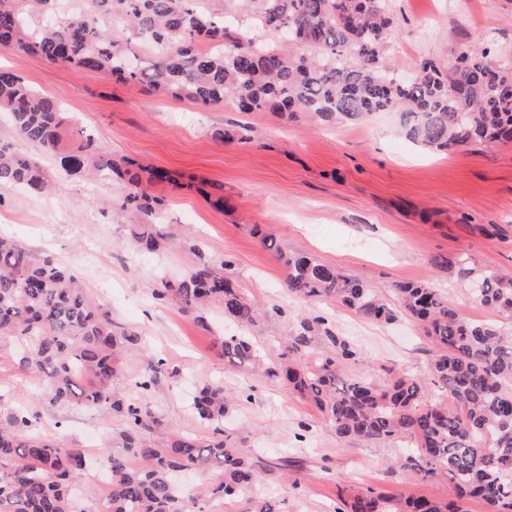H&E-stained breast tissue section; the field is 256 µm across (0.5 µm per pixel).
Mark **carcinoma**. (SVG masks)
I'll return each mask as SVG.
<instances>
[{"label":"carcinoma","mask_w":512,"mask_h":512,"mask_svg":"<svg viewBox=\"0 0 512 512\" xmlns=\"http://www.w3.org/2000/svg\"><path fill=\"white\" fill-rule=\"evenodd\" d=\"M49 2L0 0V44L204 107L230 96L245 113L311 112L333 121L402 107L406 137L429 149L512 141V64L486 49L466 50L446 71L426 60L410 77L399 76L382 57L393 26L387 0H238L233 10L228 0H90V10L34 21L32 7L44 14ZM304 46L320 54L307 57ZM345 51L355 64L336 62ZM0 109L10 113L21 142L57 150L65 118L54 99L0 71ZM58 163L68 176L127 178L121 210L139 216L130 229L137 250L157 253L173 240L162 200L146 188L171 180L167 172L138 164L131 174L90 134ZM15 187L39 195L52 185L36 158L0 142V191ZM192 251L188 276L161 284L156 298L185 311L216 301L242 328L255 324L262 310L237 287L231 262L215 264L197 244ZM276 255L292 294L332 298L378 321L397 318L371 288L336 266L309 253L278 248ZM441 267L467 284L476 303L512 317V281L463 254ZM397 291L435 345L426 378L401 374L378 384L345 375L357 351L318 317L304 319L274 361L243 334L224 337V356L241 371L287 385L343 441L402 444L401 470L417 481L445 477L456 496L448 503L366 488L341 499L338 512H463L458 502L472 498L484 501L487 512H512V331L463 316L426 284ZM0 336L21 344L22 366L37 374L50 405L105 408L126 422L120 447L105 456L108 487L100 506L78 510L72 480L90 471L94 459L36 434L26 412L7 415L0 422V512H207V505L226 501L243 503L242 512H278L257 491L260 471L224 429L223 383H202L191 404L209 437L179 436L155 446L151 435L160 420L118 387L120 348L137 344L139 335L93 306L71 268L50 256L33 260L2 237ZM164 371L160 361L149 365L135 386L149 390ZM190 469L213 478L199 490L185 488L176 476Z\"/></svg>","instance_id":"obj_1"}]
</instances>
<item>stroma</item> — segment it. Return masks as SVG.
<instances>
[{
	"instance_id": "35a3bbf8",
	"label": "stroma",
	"mask_w": 512,
	"mask_h": 512,
	"mask_svg": "<svg viewBox=\"0 0 512 512\" xmlns=\"http://www.w3.org/2000/svg\"><path fill=\"white\" fill-rule=\"evenodd\" d=\"M389 6L394 26L383 56L401 74H412L425 59L451 65L485 35L500 59H512V0H389ZM0 69L58 101L67 116L64 145L91 134L114 160L178 178L149 188L163 200L167 223L186 231L157 254L131 248L128 226L135 215L123 224L112 221L123 181L64 177L54 154L38 159L60 182L55 195L16 188L0 195L1 235L31 258L49 255L73 269L114 323L141 335L139 345L124 348L119 367L123 391L160 419L156 446L177 436L207 437L189 404L196 385L218 380L230 395L224 425L265 469L263 491L279 512H336L341 497L366 487L452 500L446 480L413 481L396 467L403 453L398 444L340 440L331 422L287 388L225 364L220 339L237 326L222 304L185 312L153 293L161 281L188 274L195 261L189 248L197 243L215 262L231 261L238 288L268 308L248 336L270 358L299 332L302 318L321 316L357 350L351 373L376 382L393 371L427 376L434 347L401 309L396 285L428 284L465 316L512 326L473 303L439 265L462 253L474 266L512 279V143L424 150L406 139L398 111L328 123L307 112L289 119L245 114L229 101L206 108L5 45ZM219 130L229 133L228 141L215 139ZM217 197L223 207L213 206ZM257 224L282 249L312 253L377 289L396 308V319L385 323L329 299L291 295L286 269L252 232ZM486 224L498 225V232L485 235ZM21 356L15 339L0 336V417L25 409L35 415L40 436L99 459L118 447L122 417L49 405ZM160 358L165 373L140 392L135 379Z\"/></svg>"
}]
</instances>
